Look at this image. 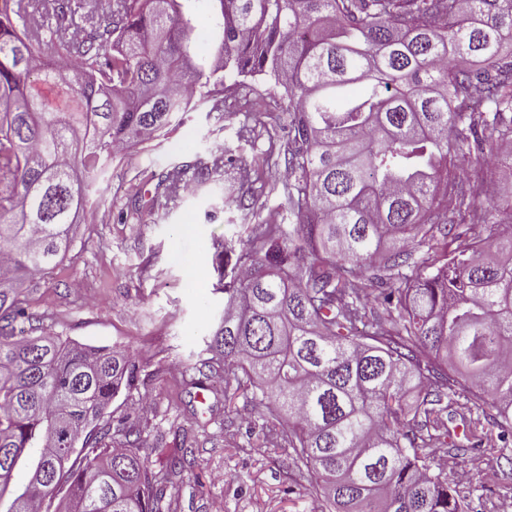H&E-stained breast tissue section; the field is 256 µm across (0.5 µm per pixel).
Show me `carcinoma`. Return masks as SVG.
<instances>
[{"instance_id":"cac0c4a2","label":"carcinoma","mask_w":512,"mask_h":512,"mask_svg":"<svg viewBox=\"0 0 512 512\" xmlns=\"http://www.w3.org/2000/svg\"><path fill=\"white\" fill-rule=\"evenodd\" d=\"M190 2L113 0L100 21L93 0H0V487L25 462L56 489L42 505L26 484L0 512H174L196 440L150 466L142 432L113 421L134 356L33 325L14 280L71 252L85 185L119 147L262 76L288 88L292 223L214 243L235 260L190 382L252 390L321 512H467L425 449L453 404L512 437V194L491 224L457 177L471 152L512 145V0H209L201 58ZM224 166L218 149L166 168L150 209Z\"/></svg>"}]
</instances>
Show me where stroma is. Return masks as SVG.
<instances>
[{
    "label": "stroma",
    "instance_id": "obj_1",
    "mask_svg": "<svg viewBox=\"0 0 512 512\" xmlns=\"http://www.w3.org/2000/svg\"><path fill=\"white\" fill-rule=\"evenodd\" d=\"M250 106L258 122L248 140L236 112L208 104L184 113L182 125L125 150L87 196L72 251L47 274L25 282L21 299L45 331L87 346L134 354L141 369L137 390L113 403L115 418L142 431L144 453L156 460L157 432L191 430L199 465L179 482L176 512H310L307 469L289 448L266 447L262 429L272 420L249 393L207 380L188 384L186 371L207 355L204 334L224 311L216 289L214 241L246 238L253 219L281 222L285 181L267 163L286 138L288 99L273 80L253 83ZM232 148L251 171L250 192L234 203L224 178L184 192L173 209L132 215L128 203L153 193L172 163L189 164L211 151ZM468 512H512V442L495 433L466 454L435 449Z\"/></svg>",
    "mask_w": 512,
    "mask_h": 512
}]
</instances>
